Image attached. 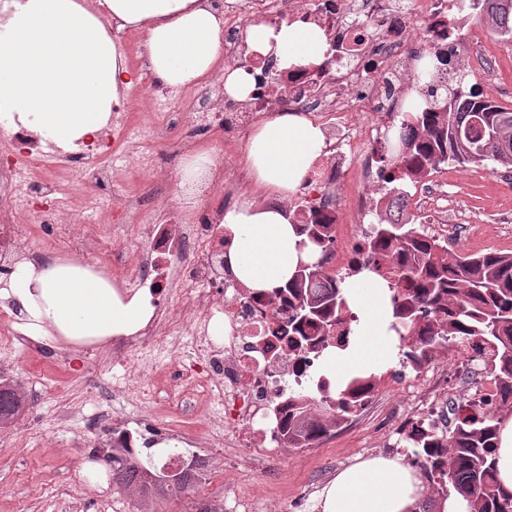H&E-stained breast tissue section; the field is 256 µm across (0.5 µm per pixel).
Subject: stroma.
Masks as SVG:
<instances>
[{"label": "stroma", "mask_w": 512, "mask_h": 512, "mask_svg": "<svg viewBox=\"0 0 512 512\" xmlns=\"http://www.w3.org/2000/svg\"><path fill=\"white\" fill-rule=\"evenodd\" d=\"M476 37L465 39L463 50L478 54L482 64L471 72L484 97L512 108V39L493 36L472 17ZM138 145L149 146L157 171L155 201L143 202L140 214L160 219L159 204L177 206L174 180L189 151L204 148L224 160L225 168L241 165L246 137L224 133L222 128L188 131L186 137L163 140L141 127ZM448 174V218L464 225L454 242L458 253L496 250L512 253V170L476 164L444 166ZM55 193L62 206L76 209L87 230L99 232V262L120 259L147 249L148 244L118 228L122 199L113 197L111 183L87 187L72 197L66 180ZM436 369L448 374V399L458 402L479 397V385L470 383L454 353L434 352ZM170 351H134L113 356L111 346L88 347L75 353L65 346L27 351L0 346V376L29 388L22 420L31 424L29 435L0 445V512H65L74 482L85 476L95 496L109 500L108 512H139L134 495L117 491L107 479L104 463L89 459L92 446L105 444L102 434H84V417L112 414L128 419L130 430L141 420L153 421L157 433L173 424H189L197 433L207 430V418L188 413L180 395L169 391L165 378L182 366ZM125 372L131 394L113 395V371ZM64 384L56 395L52 384ZM153 388L150 399H139L137 389ZM407 402L396 392L380 389L369 412L351 426L336 428L311 448L277 446L259 459L248 449L228 448L223 455L208 454L204 480L182 498L153 503L154 512H194L208 503L213 512H318L316 493L357 457L379 454L385 442H395L401 418L397 411Z\"/></svg>", "instance_id": "stroma-1"}]
</instances>
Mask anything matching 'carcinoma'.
Returning a JSON list of instances; mask_svg holds the SVG:
<instances>
[{
    "instance_id": "1",
    "label": "carcinoma",
    "mask_w": 512,
    "mask_h": 512,
    "mask_svg": "<svg viewBox=\"0 0 512 512\" xmlns=\"http://www.w3.org/2000/svg\"><path fill=\"white\" fill-rule=\"evenodd\" d=\"M480 9L483 20L499 36L512 39V0H469ZM429 104L441 112H404L397 144L383 168L390 191L403 195V184L427 176L439 164L493 162L512 167V108L482 96L475 85L458 82L438 99L434 79L423 82ZM301 233L319 248L309 273L286 283L294 300L288 328L298 332L296 345L314 347L312 336H327L335 317L348 311L340 287L320 295L313 291L322 275L321 265L330 236L325 224H301ZM370 259L364 269L388 283L391 291L393 330L399 339L414 335L416 323L427 322L430 337L413 346L410 357L422 360L438 349L472 350L486 358L500 389L501 404L512 407V254L489 251L462 255L443 252L426 241L407 223L381 216L375 236L367 245ZM404 257L390 267L378 260L380 252ZM352 379L336 393L334 418L312 414V399L299 395L297 416L279 442L291 448H306L330 432L337 418L352 404ZM26 398L21 387L7 379L0 381V425L15 420L24 410ZM449 436L421 440L420 454L431 469L447 478L467 503V512H512V495L501 493L493 459L498 418L483 403L452 404ZM112 485L136 494L144 503L179 498L194 488L198 471L182 469L174 474L169 464L153 456L142 459L130 453L120 438L104 455Z\"/></svg>"
}]
</instances>
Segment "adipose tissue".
Returning a JSON list of instances; mask_svg holds the SVG:
<instances>
[{
    "mask_svg": "<svg viewBox=\"0 0 512 512\" xmlns=\"http://www.w3.org/2000/svg\"><path fill=\"white\" fill-rule=\"evenodd\" d=\"M22 0L0 21V127L23 126L62 147L97 138L114 104L135 85L112 38L135 30L146 36L147 62L156 85L180 89L208 76L222 50L224 13L212 0ZM251 51L273 58L277 69L319 64L328 48L315 25L295 21L246 27ZM326 146L325 129L298 112H278L257 123L244 166L268 198L223 208L231 236L224 266L234 279L268 293L292 276L299 261H316L284 206L302 190ZM210 151L186 156L177 198L191 203L204 173L214 171ZM342 288L355 320L347 349L326 351L314 371L332 385L364 372H380L391 359L394 334L387 283L369 271ZM0 300L24 315L22 332L47 344L102 343L137 335L153 319L148 289L121 291L111 278L72 259L18 262ZM425 487L402 456L376 455L339 470L318 493L320 512H416Z\"/></svg>",
    "mask_w": 512,
    "mask_h": 512,
    "instance_id": "1",
    "label": "adipose tissue"
}]
</instances>
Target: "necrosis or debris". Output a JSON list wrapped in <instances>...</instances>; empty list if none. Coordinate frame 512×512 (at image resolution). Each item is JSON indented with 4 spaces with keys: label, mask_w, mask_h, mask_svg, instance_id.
Listing matches in <instances>:
<instances>
[{
    "label": "necrosis or debris",
    "mask_w": 512,
    "mask_h": 512,
    "mask_svg": "<svg viewBox=\"0 0 512 512\" xmlns=\"http://www.w3.org/2000/svg\"><path fill=\"white\" fill-rule=\"evenodd\" d=\"M248 4L251 15L267 22L288 17L323 29L329 50L322 63L274 70L268 58L248 53L246 22L228 6L224 64L254 72L255 88L249 98L230 99L216 83L189 96L155 93L147 117L165 135L214 125L244 135L268 112H307L326 120L332 133L300 202L290 208L295 223L318 221L330 227L332 243L320 283L326 292L367 262L366 244L375 216L398 205L392 194L378 197L373 188L382 178L378 146L405 110L408 69L417 68L426 56L460 47L459 33L467 20L452 15L448 0H248ZM364 113L375 133L372 148L363 147L356 137L357 121ZM133 126L129 108H116L105 137L78 152L80 163L103 178L112 156L131 155L142 182H152L151 156L131 150ZM9 140L11 146L0 158V275L20 252L32 250L42 258L53 254V246L32 248L34 225H55L56 243L71 237L69 225L56 213L54 199L43 189L60 156L24 130L10 134ZM136 232L149 247L135 256L142 277L131 281V288L146 287L155 295L178 292L183 306L174 316L157 310L140 335L113 342V353L165 346L187 357L170 383L197 390L202 406L211 412L210 427L195 440L188 430L172 428L168 440L215 450L247 448L254 455H265L269 443L287 430L297 409L294 398L309 384L315 364L313 354L297 348L287 332L292 313L287 296L256 295L217 264V256L224 252L218 213L192 224L183 211L174 210L167 223L140 224ZM176 248L187 256V264L168 262L169 252ZM219 315L224 318V333L210 335L209 325ZM402 364L411 367L413 380H394L390 387L413 391L418 401L405 414L399 442L390 446L396 453L416 432L436 437L448 431L447 399L439 390L423 388L429 362L406 358Z\"/></svg>",
    "instance_id": "4bbe7bcc"
}]
</instances>
